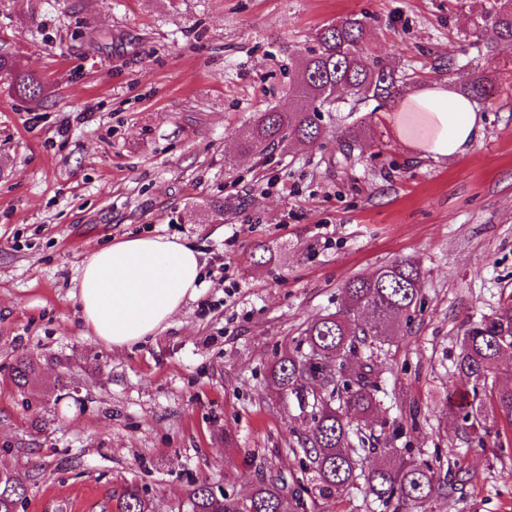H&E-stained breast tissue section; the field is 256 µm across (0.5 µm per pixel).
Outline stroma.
<instances>
[{
  "mask_svg": "<svg viewBox=\"0 0 512 512\" xmlns=\"http://www.w3.org/2000/svg\"><path fill=\"white\" fill-rule=\"evenodd\" d=\"M486 4L0 0V49L46 88L21 99L0 76V468L28 481L20 512H118L132 484L153 512H185L191 482L245 498L261 472L286 476L305 512H395L361 479L319 492L296 450L313 399L280 400L267 373L341 308L348 280L408 257L419 304L360 351L380 403L372 430L395 457L464 476L428 512H512V448L494 445L512 425L485 394L487 434L446 407L467 386L455 369L466 330L512 303V46L474 31ZM351 13L403 93L455 85L452 62L485 69L498 92L479 106L483 137L417 159L370 101L322 113L323 148L240 153L255 113L292 106L316 30ZM132 235L186 239L205 269L166 330L118 350L82 334L73 295L82 260ZM22 353L41 368L20 389Z\"/></svg>",
  "mask_w": 512,
  "mask_h": 512,
  "instance_id": "1",
  "label": "stroma"
}]
</instances>
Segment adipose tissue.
Segmentation results:
<instances>
[{"label": "adipose tissue", "instance_id": "adipose-tissue-1", "mask_svg": "<svg viewBox=\"0 0 512 512\" xmlns=\"http://www.w3.org/2000/svg\"><path fill=\"white\" fill-rule=\"evenodd\" d=\"M398 141L420 158L445 160L481 138L483 118L466 95L433 82L396 102ZM200 254L166 235L123 239L82 260L75 299L88 335L112 348L143 344L165 330L202 286Z\"/></svg>", "mask_w": 512, "mask_h": 512}]
</instances>
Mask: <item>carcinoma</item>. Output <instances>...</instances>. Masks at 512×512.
Returning <instances> with one entry per match:
<instances>
[{
	"label": "carcinoma",
	"mask_w": 512,
	"mask_h": 512,
	"mask_svg": "<svg viewBox=\"0 0 512 512\" xmlns=\"http://www.w3.org/2000/svg\"><path fill=\"white\" fill-rule=\"evenodd\" d=\"M366 16L350 14L323 26L315 34L318 49L299 57L303 79L293 88L294 108L268 110L257 115L251 129L243 132L241 148L257 156L290 141L309 147L321 144L326 128L319 111L307 102L320 100L328 111H341V103L384 102L401 93L397 67L390 61L371 58L360 44L366 30ZM491 27L501 42L512 43V0H489V8L473 20L474 30ZM455 71L462 92L484 98L496 90L487 73L468 65L448 64ZM0 74L9 78V90L19 98L43 97L42 83L21 70L13 58L0 53ZM341 311L314 318L303 332L306 351L295 350L273 362L269 378L278 394H300L308 385L321 391L312 406L310 434L298 444L312 464L324 491L346 488L362 478L378 500L396 502L398 512H426L435 494L451 492L462 482L455 475L442 479L438 469L427 462H389L357 473V448L351 436L352 420L366 422L378 411L371 380L372 367L355 359L357 347H371L388 341L406 310L417 305L421 296V270L412 259L396 260L369 277L354 278L342 288ZM512 349V304L471 327L463 337L456 369L473 389L490 392L493 410L512 425V385L489 384L497 374L503 355ZM37 359L22 354L12 366V379L22 388L35 373ZM459 416L467 428L483 427L469 394L455 397ZM28 486L19 475L0 476V512H18ZM189 512H299L303 503L288 491V479L271 476L260 480L252 494L239 500L216 492L205 481L194 482L187 497ZM118 512H150L149 501L136 485H129L119 500Z\"/></svg>",
	"instance_id": "1"
}]
</instances>
